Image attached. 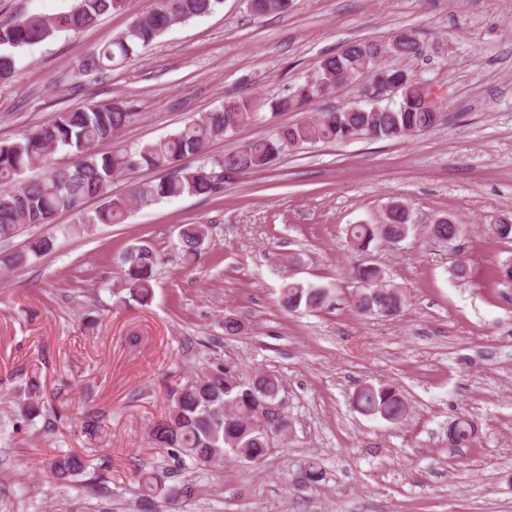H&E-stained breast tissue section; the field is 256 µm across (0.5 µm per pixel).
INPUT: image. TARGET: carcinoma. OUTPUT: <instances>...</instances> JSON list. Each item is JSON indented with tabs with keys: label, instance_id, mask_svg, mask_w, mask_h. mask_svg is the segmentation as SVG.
Here are the masks:
<instances>
[{
	"label": "carcinoma",
	"instance_id": "1",
	"mask_svg": "<svg viewBox=\"0 0 512 512\" xmlns=\"http://www.w3.org/2000/svg\"><path fill=\"white\" fill-rule=\"evenodd\" d=\"M222 5L223 0H154L151 11L134 16L125 31L85 57L80 72L104 75L150 47L173 24L211 14ZM289 5L290 0H248V8L256 17L283 13ZM127 8L128 0H74L69 10L58 14L0 21V84L13 78L23 49L62 32L90 28L102 15ZM391 39L396 43V58L421 54V45L412 32L399 31ZM373 53L369 43L350 42L320 61L314 84L305 82L269 106L262 99L230 101L220 110L187 121L172 134L110 154L100 153L98 145L114 138L138 117L119 101L62 111L53 121L32 128L21 138L0 142V241L13 239L27 227L52 224L64 211L78 216L77 233L89 234L97 224L124 223L135 206L183 195L213 196L223 191L224 178L240 179L266 170L281 156L308 144L356 138L408 140L434 129L440 112L422 104L417 82L410 78L400 90L401 101L396 108L372 105L355 111L342 108L318 112L292 125H276L268 135L231 147L221 155H210L212 142L229 139L238 129L262 120L261 110L266 106L273 115L301 112L313 100L332 94L338 84L353 82L367 72L377 77L382 66H374ZM59 148L67 150L74 161L65 168H52L50 155ZM190 155L202 158L192 171L181 167V161ZM35 168H45L47 173L39 180L26 179V171ZM142 168L154 170L160 177L137 183L126 196L111 193L114 177ZM88 198L102 200L92 213L82 209ZM406 212L405 205L387 209L376 224L350 226L349 244L355 251L364 252L374 241L392 243L403 238L411 228ZM428 229L441 241L458 237L454 225L444 216ZM208 234L204 224L180 226L175 248L183 264L192 266L199 261ZM55 250L56 240L49 234L30 238L22 252L0 259V280L12 279L17 270ZM161 261L162 256L148 245H135L125 252L121 288L130 299L142 306L152 301L155 271ZM351 274L360 284L355 297L359 313L393 316L400 312L403 295L387 284L381 268L363 263L353 267ZM328 299L327 289L295 280L284 283L280 291L281 305L290 312L318 310ZM30 386L28 401L15 414L17 426L40 418L44 432L55 433L63 415L44 410L37 382L30 381ZM280 392L281 382L271 374L258 373L244 379L222 367L204 371L168 395L165 414L153 423L150 432L152 444L169 448L178 458H188L201 467L224 466L226 452L240 461L259 464L271 450V440L277 436L288 439L286 410L262 411V404L280 401ZM353 405L360 414L391 424L403 422L409 412L404 396L388 386H361L353 396ZM472 434L471 424L460 421L448 432V441L463 445ZM86 468L84 457L60 450L48 462V476L53 485H70ZM138 486L140 505L146 508L158 498L174 505L195 492L188 481L165 484L164 476L151 464L140 471Z\"/></svg>",
	"mask_w": 512,
	"mask_h": 512
}]
</instances>
